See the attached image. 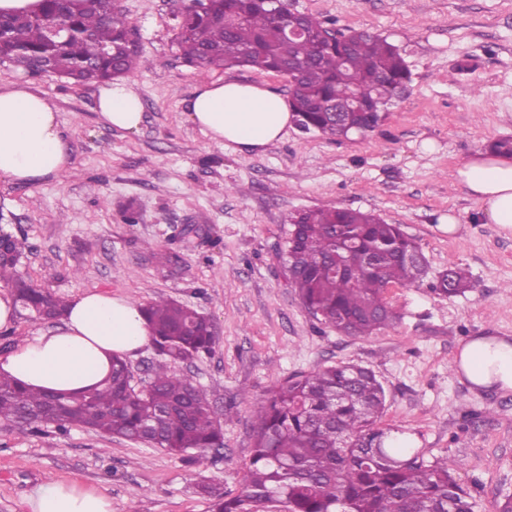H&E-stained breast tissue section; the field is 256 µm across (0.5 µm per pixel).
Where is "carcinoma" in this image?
Instances as JSON below:
<instances>
[{"label": "carcinoma", "mask_w": 512, "mask_h": 512, "mask_svg": "<svg viewBox=\"0 0 512 512\" xmlns=\"http://www.w3.org/2000/svg\"><path fill=\"white\" fill-rule=\"evenodd\" d=\"M177 44L190 63L249 67L281 73L294 62L300 76L293 108L316 131L342 139L384 113L405 89L409 72L398 48L372 33L353 31L336 42L315 15L280 8L271 0H185ZM298 23L310 38L281 35ZM59 24L62 36L49 35ZM131 29L114 0H41L33 12L0 13V61L31 77L55 75L73 84L126 76L148 65L129 46ZM26 238L11 233L0 243V282L19 305L44 320L59 319L68 300L34 284L18 269ZM284 255L303 306L324 324L368 336L395 318L386 301L391 285L419 283L424 265L414 239L397 224L349 208H315L292 219ZM348 265V275L334 267ZM470 287L465 271L450 267L435 290L456 296ZM151 342L162 361L145 387L131 385L127 362L115 357L108 379L77 395L33 391L0 373V427L38 434L81 428L190 460L223 443L221 419L207 389L171 372L168 362L211 351L214 325L176 302L142 306ZM386 391L373 371L341 363L291 377L269 391L257 410L250 464L241 489L229 494L202 487L211 512H264L271 500L288 512H474L469 493L453 477L455 458L433 462L377 427Z\"/></svg>", "instance_id": "obj_1"}]
</instances>
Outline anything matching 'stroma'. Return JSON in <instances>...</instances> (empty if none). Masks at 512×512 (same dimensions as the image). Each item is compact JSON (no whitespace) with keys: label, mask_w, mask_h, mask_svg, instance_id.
Returning a JSON list of instances; mask_svg holds the SVG:
<instances>
[{"label":"stroma","mask_w":512,"mask_h":512,"mask_svg":"<svg viewBox=\"0 0 512 512\" xmlns=\"http://www.w3.org/2000/svg\"><path fill=\"white\" fill-rule=\"evenodd\" d=\"M287 8L368 31L400 47L407 94L374 131L335 142L288 126L259 151L216 145L185 113L194 89L234 79L287 96L286 78L247 67L186 64L176 0H118L149 63L128 77L143 105L137 131L109 127L99 84L25 79L0 63V84L31 82L70 136L72 173L33 186L0 182V232L24 234L20 271L74 298L100 292L140 304L176 300L211 318V352L173 364L231 411L224 446L178 455L83 429L19 435L0 427V512H29L49 480L94 487L112 512H211L204 483L238 492L252 418L294 374L338 362L374 371L386 391L380 428L425 460H462L455 477L475 512L512 496V391H470L452 369L462 342L512 337V236L487 223L457 170L512 137V0H284ZM374 211L422 248L424 284L385 297L396 320L347 336L318 322L288 282L278 247L297 212ZM458 229L449 232V221ZM470 288L431 290L448 267Z\"/></svg>","instance_id":"35a3bbf8"}]
</instances>
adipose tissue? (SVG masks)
<instances>
[{
    "label": "adipose tissue",
    "mask_w": 512,
    "mask_h": 512,
    "mask_svg": "<svg viewBox=\"0 0 512 512\" xmlns=\"http://www.w3.org/2000/svg\"><path fill=\"white\" fill-rule=\"evenodd\" d=\"M97 107L105 123L133 131L143 120L138 94L128 81L103 87ZM190 120L222 147L258 150L283 138L292 119L281 96L234 80L196 87ZM72 166L68 139L54 103L42 93L0 85V181L34 184L59 178ZM481 203L489 223L512 234V161L478 156L457 171ZM149 341L136 302L90 293L75 298L63 325L42 330L0 357V372L20 384L49 393L94 388L108 373L113 354L131 356ZM454 369L471 388L512 390V338L477 336L460 346ZM31 512H112L97 491L48 481L29 497Z\"/></svg>",
    "instance_id": "ef3b65f1"
}]
</instances>
